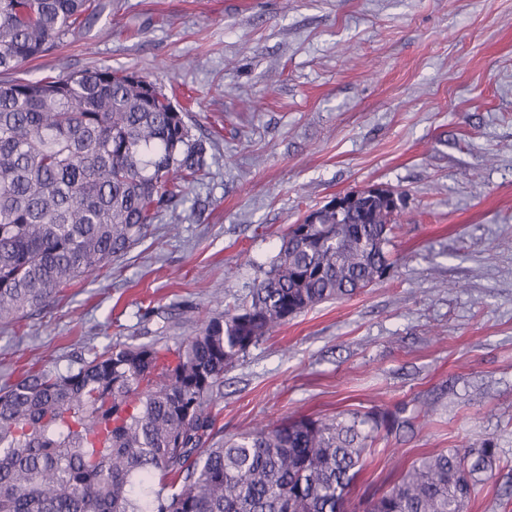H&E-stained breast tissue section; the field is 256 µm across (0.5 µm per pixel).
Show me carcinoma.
I'll use <instances>...</instances> for the list:
<instances>
[{
  "mask_svg": "<svg viewBox=\"0 0 512 512\" xmlns=\"http://www.w3.org/2000/svg\"><path fill=\"white\" fill-rule=\"evenodd\" d=\"M99 0H0V73L38 58ZM211 142L127 69L0 82V322L126 254L208 174ZM291 225L251 302L228 305L174 349L90 351L0 389V512H346L368 447L406 409L298 416L213 441L224 371L288 319L349 298L392 268L397 207L353 191ZM495 447L429 453L365 512H465Z\"/></svg>",
  "mask_w": 512,
  "mask_h": 512,
  "instance_id": "cac0c4a2",
  "label": "carcinoma"
}]
</instances>
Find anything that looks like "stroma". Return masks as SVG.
<instances>
[{
  "mask_svg": "<svg viewBox=\"0 0 512 512\" xmlns=\"http://www.w3.org/2000/svg\"><path fill=\"white\" fill-rule=\"evenodd\" d=\"M133 69L193 97L209 174L126 255L0 322V386L90 349L176 347L334 196L402 198L390 275L312 307L224 373L216 439L300 414L406 408L347 508L399 466L492 441L466 512H512V0H110L21 66L32 81Z\"/></svg>",
  "mask_w": 512,
  "mask_h": 512,
  "instance_id": "obj_1",
  "label": "stroma"
}]
</instances>
